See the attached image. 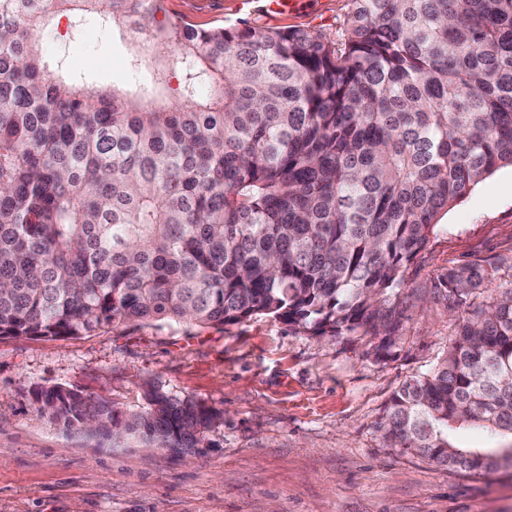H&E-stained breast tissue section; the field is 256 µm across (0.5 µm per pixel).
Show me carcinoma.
Masks as SVG:
<instances>
[{
    "instance_id": "cac0c4a2",
    "label": "carcinoma",
    "mask_w": 512,
    "mask_h": 512,
    "mask_svg": "<svg viewBox=\"0 0 512 512\" xmlns=\"http://www.w3.org/2000/svg\"><path fill=\"white\" fill-rule=\"evenodd\" d=\"M161 0H0V337L116 323L238 324L380 337L405 273L470 187L512 167V0H350L341 39L159 21ZM91 8L135 45L170 50L149 89L86 87L44 65L38 33ZM180 74L179 98L154 96ZM451 266L458 317L434 371L380 422L388 446L479 474L510 448L512 279ZM37 413L94 437L187 453L217 413L150 387L136 409L61 385ZM459 442L467 447H483V446H501L507 447L510 445V438H491L486 432L481 429H472L462 431L459 434Z\"/></svg>"
}]
</instances>
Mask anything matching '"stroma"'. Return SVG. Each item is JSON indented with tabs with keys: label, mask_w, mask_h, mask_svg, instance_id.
<instances>
[{
	"label": "stroma",
	"mask_w": 512,
	"mask_h": 512,
	"mask_svg": "<svg viewBox=\"0 0 512 512\" xmlns=\"http://www.w3.org/2000/svg\"><path fill=\"white\" fill-rule=\"evenodd\" d=\"M264 4L162 0L158 17L278 27ZM349 9V0H303L287 23L334 41ZM40 44L48 67L130 91L158 57L91 10L49 19ZM441 221L445 231L406 273L402 327L382 357L371 336L298 333L264 315L1 338L0 512H512V468L447 469L387 446L378 429L394 391L431 371L455 332L437 277L471 261L512 266V168L470 187ZM148 384L216 411L190 456L68 433L31 398L33 387L64 385L129 409Z\"/></svg>",
	"instance_id": "obj_1"
}]
</instances>
